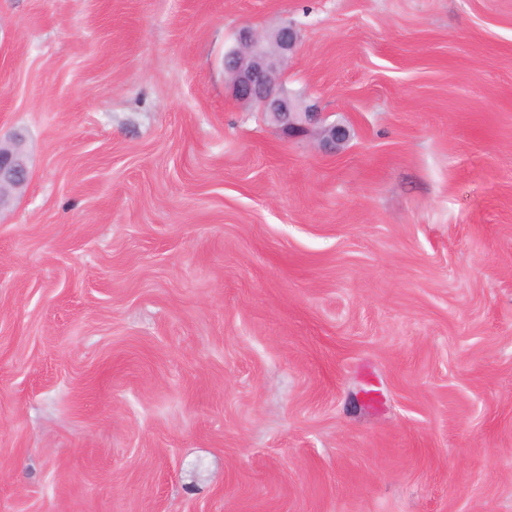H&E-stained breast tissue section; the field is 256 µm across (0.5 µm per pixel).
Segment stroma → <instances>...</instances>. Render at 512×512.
Listing matches in <instances>:
<instances>
[{
	"label": "stroma",
	"mask_w": 512,
	"mask_h": 512,
	"mask_svg": "<svg viewBox=\"0 0 512 512\" xmlns=\"http://www.w3.org/2000/svg\"><path fill=\"white\" fill-rule=\"evenodd\" d=\"M18 133L0 512H512V0H0ZM298 40V30L288 22L271 32L242 28L224 55V72L237 99L264 112L289 137L307 135L322 114L283 85V71ZM320 134L323 146L331 151H336L349 138L348 129L344 125L336 123L322 125Z\"/></svg>",
	"instance_id": "35a3bbf8"
}]
</instances>
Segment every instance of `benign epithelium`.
Segmentation results:
<instances>
[{
    "label": "benign epithelium",
    "instance_id": "obj_1",
    "mask_svg": "<svg viewBox=\"0 0 512 512\" xmlns=\"http://www.w3.org/2000/svg\"><path fill=\"white\" fill-rule=\"evenodd\" d=\"M299 40V32L285 23L271 32L239 30L236 43L224 55V72L237 99L256 107L290 137L305 136L321 120L315 106L293 96L283 85V71ZM322 144L334 151L349 138L341 124L321 126ZM29 177L23 137L0 143V207L20 191Z\"/></svg>",
    "mask_w": 512,
    "mask_h": 512
}]
</instances>
